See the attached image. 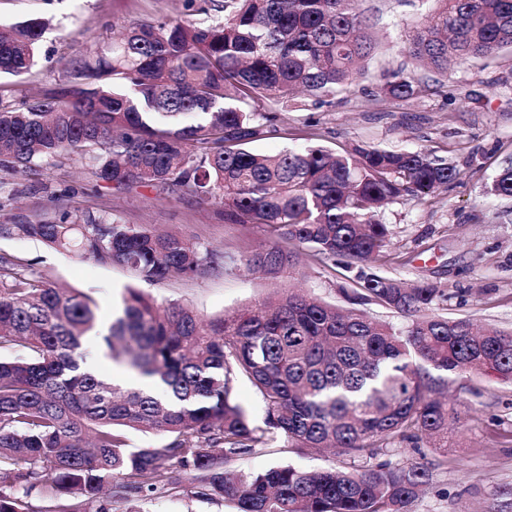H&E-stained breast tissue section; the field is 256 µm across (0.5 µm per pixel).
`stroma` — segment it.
<instances>
[{
    "label": "stroma",
    "mask_w": 512,
    "mask_h": 512,
    "mask_svg": "<svg viewBox=\"0 0 512 512\" xmlns=\"http://www.w3.org/2000/svg\"><path fill=\"white\" fill-rule=\"evenodd\" d=\"M364 5L378 44L354 95L329 105L308 95L290 98L279 110L274 130L253 148L276 154L308 138L337 152L356 144L424 149L455 165L459 174L446 190L423 201L403 197L383 210L381 218L392 236L376 268L392 278L429 280L446 289L448 298L439 311L448 319L510 329L512 200L487 195L486 187L501 163L512 158V54H502L486 68L455 65L448 80L430 82L421 98L394 99L381 93L379 74L385 68L410 67L401 48L425 7L421 0H364ZM190 16L183 0H0V26L32 18L48 23L38 44V64L23 77H1L0 99L18 104L50 88L64 76L70 59L112 41L129 24ZM16 181L31 191L16 199L0 195L2 223L12 216L32 220L59 206L77 214L104 210L122 223L171 232L221 256L240 257L247 246L265 240L259 226L225 223L217 207L189 196L176 200L153 187L131 194L92 192L88 169L78 161L35 176L23 174ZM0 256L22 273H42L92 296L104 327L126 290L137 286L160 306L176 303L213 318L259 304L291 284L343 306L360 272L356 265L307 259L299 275L276 280L218 265L203 276L142 286L122 267L85 261L32 238L0 237ZM449 393L470 420L457 432L444 464L435 467L412 510L499 512L512 501V381L492 374L474 382L460 378ZM279 461L312 471L344 466L349 458L274 447L236 458L229 467L249 473ZM109 506L111 512H235L231 503L202 501L186 491L172 496L117 494Z\"/></svg>",
    "instance_id": "35a3bbf8"
}]
</instances>
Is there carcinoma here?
I'll list each match as a JSON object with an SVG mask.
<instances>
[{"label": "carcinoma", "mask_w": 512, "mask_h": 512, "mask_svg": "<svg viewBox=\"0 0 512 512\" xmlns=\"http://www.w3.org/2000/svg\"><path fill=\"white\" fill-rule=\"evenodd\" d=\"M403 47L448 77V60L489 61L512 50V0H434ZM212 23L143 22L120 41L71 60L70 76L21 108L0 100V192L6 176L82 160L95 190L158 186L222 209L231 224H256L273 240L241 263L277 279L300 251L368 265L386 252L381 209L419 201L457 176L424 150L358 145L344 153L304 145L276 155L251 145L297 93L322 104L353 91L374 48L363 0H222ZM40 19L0 27V74L36 64ZM386 95L418 98L425 85L404 69L381 76ZM487 194L512 199V158ZM0 234L38 239L61 252L118 265L149 285L195 277L215 254L172 234L123 224L107 212L75 218L57 208L34 221L0 224ZM444 289L363 273L352 307L290 289L257 308L208 319L188 307L158 306L129 288L107 332L104 354L147 386L122 390L85 357L98 331L95 301L0 262V471L23 492L0 488V512H41L28 491L46 488L52 512H109L91 505L126 492L230 502L235 512H411L434 463L403 466L377 457L394 443L424 440L448 453L462 420L444 395L450 378L494 373L512 379V330L474 329L436 312ZM375 302L400 323L359 309ZM250 382L266 403L265 428L235 402ZM170 438L131 448L125 430ZM283 440L286 448H334L368 462L309 472L275 465L230 474L231 459Z\"/></svg>", "instance_id": "obj_1"}]
</instances>
